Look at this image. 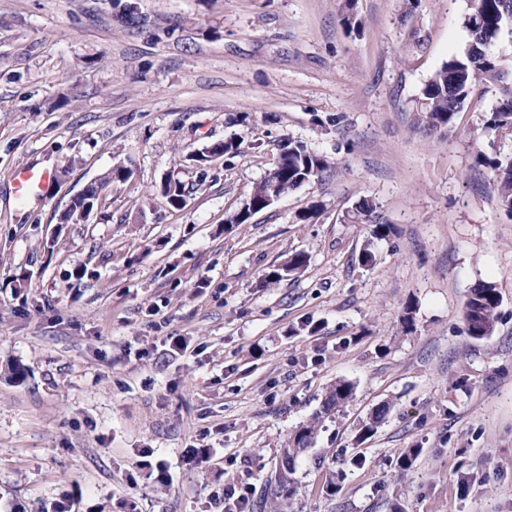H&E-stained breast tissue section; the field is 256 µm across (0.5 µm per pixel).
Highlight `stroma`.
<instances>
[{
    "label": "stroma",
    "mask_w": 512,
    "mask_h": 512,
    "mask_svg": "<svg viewBox=\"0 0 512 512\" xmlns=\"http://www.w3.org/2000/svg\"><path fill=\"white\" fill-rule=\"evenodd\" d=\"M466 8L355 0V34L344 0H0V512L259 500L339 379L353 397L300 453L288 512H512V215L475 160L496 92L443 138L413 110ZM231 135L238 154L188 161ZM288 138L331 170L227 223ZM118 163L133 175L91 222L58 223ZM22 167L51 170L41 199H18ZM363 197L392 227L371 269ZM293 250L306 270L261 287ZM484 281L501 304L479 339L462 309Z\"/></svg>",
    "instance_id": "stroma-1"
}]
</instances>
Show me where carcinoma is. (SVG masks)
Wrapping results in <instances>:
<instances>
[{"instance_id": "cac0c4a2", "label": "carcinoma", "mask_w": 512, "mask_h": 512, "mask_svg": "<svg viewBox=\"0 0 512 512\" xmlns=\"http://www.w3.org/2000/svg\"><path fill=\"white\" fill-rule=\"evenodd\" d=\"M462 26L469 36L466 46L449 57L424 83L414 103L415 112L427 133L450 132L456 127L459 112L475 92L489 87L496 89L497 97L485 112L481 127L484 135L490 137L491 152H478L476 160L493 174L501 206L512 215V151L502 149V146L512 143V76L505 74L507 69L512 71V66L495 50V45L505 35H512V0H469ZM330 167L331 161L327 156L316 154L302 142L290 139L281 149L270 183L275 185L277 195L283 197L315 180ZM131 176L130 170L123 177L112 169L108 170L82 191V197L74 205L58 215V223H78L79 208L88 202L92 209H98L104 192ZM161 193L172 207L179 208L189 190L182 182L175 180L161 185ZM375 209L374 200L363 198L353 210L357 223L369 224V240L359 256V261L364 265L374 261V242L384 240L392 233L388 224L370 223L369 216ZM308 261V255L303 251L288 254L281 268L265 273L264 286L277 285L282 280L280 270L296 273L305 268ZM499 307L500 296L494 284L482 282L473 288L463 309L468 333L475 338L488 335L489 329L496 327L498 322ZM352 394V383L336 382L322 397L319 413L297 429L299 436L292 435L286 440L281 448L278 469L269 482L271 497L260 502V512H288V499L295 493L292 475L299 454L313 444L321 428L320 421L336 414ZM388 412L389 405L384 404L371 413L362 421L356 440L361 443L370 438Z\"/></svg>"}]
</instances>
